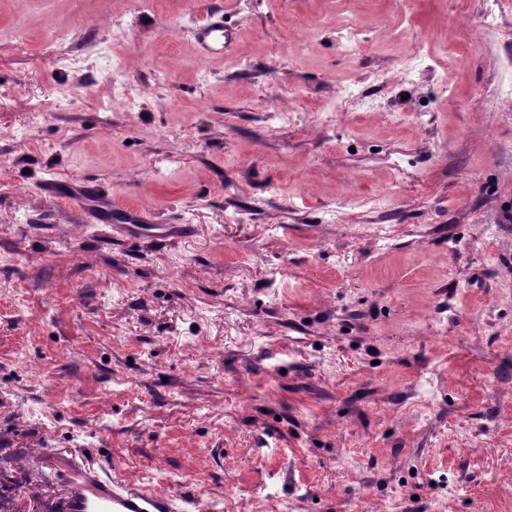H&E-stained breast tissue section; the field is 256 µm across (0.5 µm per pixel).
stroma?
I'll use <instances>...</instances> for the list:
<instances>
[{
    "mask_svg": "<svg viewBox=\"0 0 512 512\" xmlns=\"http://www.w3.org/2000/svg\"><path fill=\"white\" fill-rule=\"evenodd\" d=\"M510 59L512 0H0L18 497L78 460L186 512H512ZM75 183L190 230L120 238ZM194 40L199 46L201 58L223 55L224 47L231 41V34L224 28V16L211 14L207 22L195 30Z\"/></svg>",
    "mask_w": 512,
    "mask_h": 512,
    "instance_id": "1",
    "label": "stroma"
}]
</instances>
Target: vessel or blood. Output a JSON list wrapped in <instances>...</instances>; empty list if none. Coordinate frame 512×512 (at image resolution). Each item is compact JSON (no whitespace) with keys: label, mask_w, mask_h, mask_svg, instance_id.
Wrapping results in <instances>:
<instances>
[{"label":"vessel or blood","mask_w":512,"mask_h":512,"mask_svg":"<svg viewBox=\"0 0 512 512\" xmlns=\"http://www.w3.org/2000/svg\"><path fill=\"white\" fill-rule=\"evenodd\" d=\"M201 58L223 53L231 35L223 18L209 16L194 32ZM85 215L92 224H112L117 232L140 233L156 238L173 239L185 235V224H157L150 214L113 205L109 195L85 187ZM61 477L73 488L65 499L62 512H175L172 498L145 488H126L98 470L79 463L65 465Z\"/></svg>","instance_id":"vessel-or-blood-1"}]
</instances>
